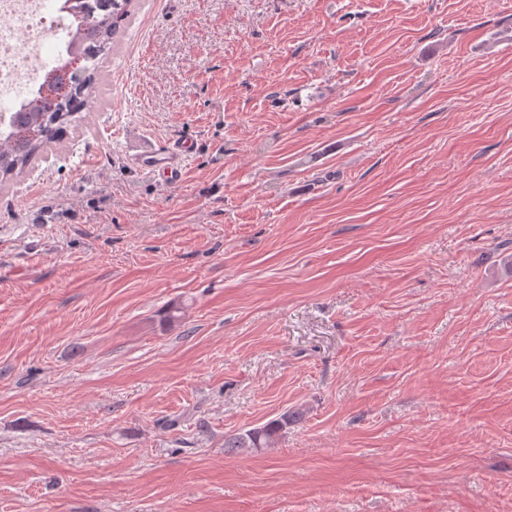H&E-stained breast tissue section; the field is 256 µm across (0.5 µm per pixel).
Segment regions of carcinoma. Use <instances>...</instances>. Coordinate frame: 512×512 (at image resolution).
<instances>
[{"label": "carcinoma", "mask_w": 512, "mask_h": 512, "mask_svg": "<svg viewBox=\"0 0 512 512\" xmlns=\"http://www.w3.org/2000/svg\"><path fill=\"white\" fill-rule=\"evenodd\" d=\"M62 8L71 17L67 47L74 52L58 58V67L50 71L48 90L38 89L0 130V187L61 141L67 129L79 126L80 112L98 91L112 39L125 27L132 0H64ZM293 421L294 415L286 413L224 440V448L229 452L268 448Z\"/></svg>", "instance_id": "1"}]
</instances>
